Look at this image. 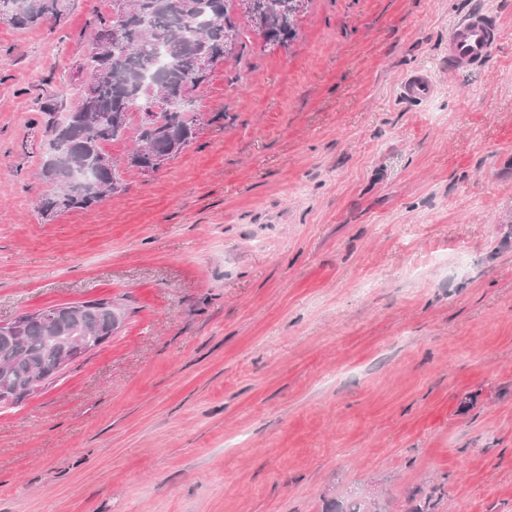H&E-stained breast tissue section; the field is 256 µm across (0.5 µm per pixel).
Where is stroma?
Returning a JSON list of instances; mask_svg holds the SVG:
<instances>
[{
    "label": "stroma",
    "mask_w": 512,
    "mask_h": 512,
    "mask_svg": "<svg viewBox=\"0 0 512 512\" xmlns=\"http://www.w3.org/2000/svg\"><path fill=\"white\" fill-rule=\"evenodd\" d=\"M473 11L500 42L449 68ZM111 13L0 22V322L127 311L0 407V512H512V0H306L195 92L223 126L47 221L38 104ZM431 86L422 73H414L406 78L402 87L403 96L410 101H418L430 92Z\"/></svg>",
    "instance_id": "obj_1"
}]
</instances>
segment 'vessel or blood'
Masks as SVG:
<instances>
[{
	"instance_id": "b4317fda",
	"label": "vessel or blood",
	"mask_w": 512,
	"mask_h": 512,
	"mask_svg": "<svg viewBox=\"0 0 512 512\" xmlns=\"http://www.w3.org/2000/svg\"><path fill=\"white\" fill-rule=\"evenodd\" d=\"M500 38L497 24L480 13H469L453 26L448 36L449 65H483ZM431 86L427 77L415 73L406 78L402 93L407 100L417 101L428 95Z\"/></svg>"
}]
</instances>
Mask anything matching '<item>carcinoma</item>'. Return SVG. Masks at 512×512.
<instances>
[{
    "mask_svg": "<svg viewBox=\"0 0 512 512\" xmlns=\"http://www.w3.org/2000/svg\"><path fill=\"white\" fill-rule=\"evenodd\" d=\"M126 0L121 10L99 20L93 48L82 69L87 80L74 107L56 111L39 106L51 134L41 178L50 185L37 205L46 221L58 213L88 209L123 191V168L153 171L163 158L180 154L199 135L198 116L179 108L186 95L207 84L211 68L232 58L248 63L249 33L265 46L280 47L297 35L302 0ZM14 28L28 29L41 20L62 18L65 0H0ZM156 96L171 100L168 112L131 124L134 110L148 111ZM129 138L134 148L121 161L96 164L107 142ZM20 327L0 328V390L5 402L34 394L35 376L48 383L61 370L62 344L53 336H83L90 351L118 329L113 303L91 300L48 306L38 315H20Z\"/></svg>",
    "mask_w": 512,
    "mask_h": 512,
    "instance_id": "cac0c4a2",
    "label": "carcinoma"
}]
</instances>
